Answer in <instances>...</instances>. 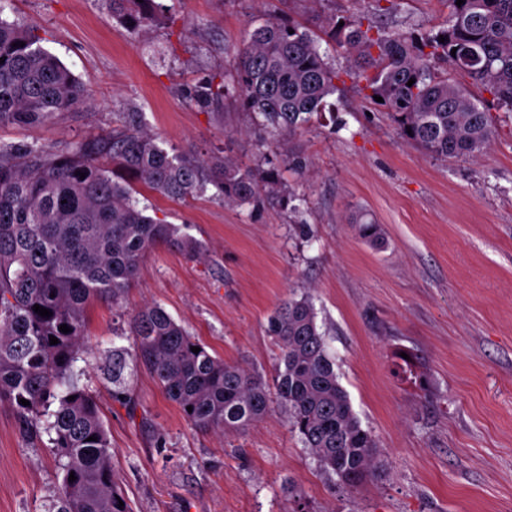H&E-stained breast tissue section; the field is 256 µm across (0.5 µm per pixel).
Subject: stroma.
I'll use <instances>...</instances> for the list:
<instances>
[{"label": "stroma", "instance_id": "stroma-1", "mask_svg": "<svg viewBox=\"0 0 512 512\" xmlns=\"http://www.w3.org/2000/svg\"><path fill=\"white\" fill-rule=\"evenodd\" d=\"M367 0H176L172 19L131 37L101 0H7L90 104L46 124L0 125V142L62 146L110 132L128 112L168 152L278 164L247 134L250 115L223 116L188 91L231 68L248 30L285 16H350ZM444 0H402L393 28L445 21ZM478 160L444 162L403 140L387 113L345 85L293 139L304 168L287 179L301 218L236 206L212 193L171 199L138 187L147 215L201 241L203 257L165 245L143 258L121 310H88L81 385L98 399L119 488L131 512H512V116ZM380 225L374 246L359 213ZM310 297L338 380L376 441L357 487L326 473L279 406L238 432L196 430L137 370L116 400L103 369L133 350L130 316L159 303L214 356L272 380L268 320ZM59 485L48 435L26 438L0 405V512H44Z\"/></svg>", "mask_w": 512, "mask_h": 512}]
</instances>
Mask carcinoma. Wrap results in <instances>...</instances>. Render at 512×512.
I'll list each match as a JSON object with an SVG mask.
<instances>
[{
  "mask_svg": "<svg viewBox=\"0 0 512 512\" xmlns=\"http://www.w3.org/2000/svg\"><path fill=\"white\" fill-rule=\"evenodd\" d=\"M102 2L131 37L170 13L164 0ZM446 2L445 23L412 30L382 23L397 14L399 0H371L356 16L331 15L321 21L320 36L291 20L268 19L248 32L232 69L208 79L191 99L220 117L225 100H241L245 111L263 117L262 139L278 143L304 130L349 79L370 102L382 97L378 106L400 137L426 154L476 159L495 137L491 113L466 85L436 70L451 66L488 93L498 111L512 113V0ZM40 42L35 27L0 17V125L46 123L87 103L81 84ZM338 50L348 61L342 69L330 63ZM137 119L131 112L127 124L60 148L0 144V402L12 406L25 434L50 436L62 483L46 512H129L119 506L123 496L100 408L73 370L86 310L98 299L120 305L154 247L200 253L181 227L138 208L135 185L177 199L211 185L224 201L255 208H285L296 199L284 183V173L303 168L295 152L284 151L278 165L263 170L228 158L171 155L137 128ZM357 224L364 240H382L368 215ZM36 304L52 315L35 313ZM63 324L70 332L59 330ZM130 330L133 355L112 349L115 397L128 396L126 368L142 367L191 425L221 434L246 429L276 402L319 466L343 485L354 487L371 472L375 441L338 381L309 298L291 297L270 317L279 349L271 386L257 372L211 355L156 303L133 314ZM51 335L57 344H50Z\"/></svg>",
  "mask_w": 512,
  "mask_h": 512,
  "instance_id": "1",
  "label": "carcinoma"
}]
</instances>
